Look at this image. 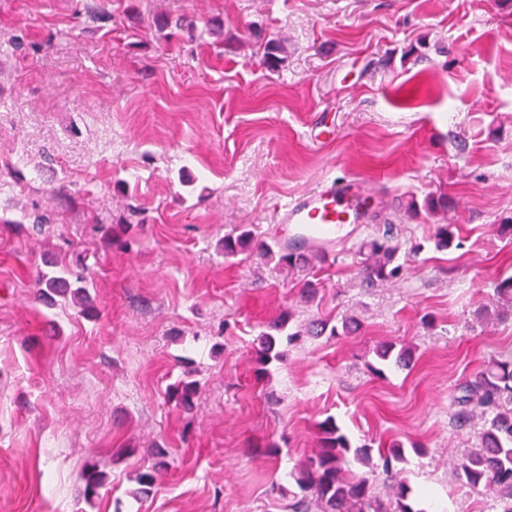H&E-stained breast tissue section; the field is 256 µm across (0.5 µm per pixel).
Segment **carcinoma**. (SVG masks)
I'll return each mask as SVG.
<instances>
[{"label": "carcinoma", "mask_w": 512, "mask_h": 512, "mask_svg": "<svg viewBox=\"0 0 512 512\" xmlns=\"http://www.w3.org/2000/svg\"><path fill=\"white\" fill-rule=\"evenodd\" d=\"M285 46L280 43L268 42L264 46L263 65L269 70L278 69L283 62L282 54ZM445 198L428 196L423 203L413 199L409 209L418 216L425 211L430 213L443 205ZM455 241L453 225L439 224L436 227L433 243L438 250L450 249ZM367 257L362 261L361 274L368 283L386 281L396 278L401 266L395 263L396 247L386 240L373 239L367 243ZM248 253L268 262H276L283 269L304 268L313 265V261L321 259L314 252H297L281 245L273 246L255 236L250 230H243L237 235L224 237V254L236 256ZM66 269L59 275L41 273L38 285L52 293L67 290V279L63 277ZM497 302L503 308L512 309V276L502 278L495 284ZM286 319L280 317L267 326L257 338L256 361L258 371L267 374V366L280 361L284 353L277 349L281 341ZM359 327L354 318L342 321V328L329 326L326 321L313 322L307 335L320 337L325 334L337 336L339 333L352 334ZM393 347L385 346L377 351V357L383 361H393L398 368L409 366L412 356L408 349H401L392 355ZM457 397L461 413L472 407L481 410L488 417V427L484 430L479 447L467 454L458 469L467 484L474 488L483 487L492 491L507 512H512V360L494 361L473 379L464 382ZM197 388L193 383H178L170 387L168 396L181 407L190 410L194 405ZM321 431L320 448L309 457L298 470L290 473L298 491L291 493L292 500L288 505L289 512H311L317 507L318 512H425L417 509L411 502L412 489L406 481H393L390 485L391 497L382 499L373 491L370 478L364 474H356L347 470V455L354 456L362 462L369 460V449L351 451L347 437L340 433L336 422L328 418L319 424ZM155 464L137 474L139 485L137 493L148 494L154 486L157 475L168 466L167 451L159 448L156 451ZM81 479L83 496L90 501L98 494L102 486L104 473L94 460L85 462Z\"/></svg>", "instance_id": "obj_1"}]
</instances>
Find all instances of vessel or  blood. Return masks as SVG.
I'll return each mask as SVG.
<instances>
[{
	"mask_svg": "<svg viewBox=\"0 0 512 512\" xmlns=\"http://www.w3.org/2000/svg\"><path fill=\"white\" fill-rule=\"evenodd\" d=\"M276 220L293 228L288 247L302 249L332 244L338 228L367 223L368 210L354 183L328 176L316 188L282 204Z\"/></svg>",
	"mask_w": 512,
	"mask_h": 512,
	"instance_id": "b4317fda",
	"label": "vessel or blood"
}]
</instances>
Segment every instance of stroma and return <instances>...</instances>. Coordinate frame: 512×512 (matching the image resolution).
Here are the masks:
<instances>
[{
    "instance_id": "1",
    "label": "stroma",
    "mask_w": 512,
    "mask_h": 512,
    "mask_svg": "<svg viewBox=\"0 0 512 512\" xmlns=\"http://www.w3.org/2000/svg\"><path fill=\"white\" fill-rule=\"evenodd\" d=\"M181 16L194 30L159 29ZM328 174L372 215L349 242L310 271L225 257L229 233L286 237L277 207ZM439 193L447 209L408 212ZM510 216L512 0H0V512H288L274 487L329 417L369 447L349 468L377 495L394 444L426 512H499L456 473L485 419L459 424L455 397L512 358V316L477 315L512 276ZM440 224L457 247L434 249ZM382 237L402 274L369 285ZM62 266L88 306L39 295ZM282 314L302 337L263 376L256 338ZM348 317L358 332L303 333ZM387 344L408 368L380 363ZM181 379L189 411L166 396ZM158 446L170 465L137 495ZM81 479L83 481V496L87 501H91L97 496L104 479V473L99 469L95 460L85 462L81 471Z\"/></svg>"
}]
</instances>
